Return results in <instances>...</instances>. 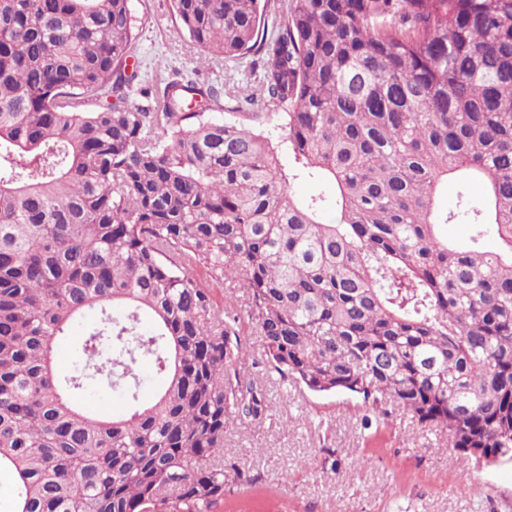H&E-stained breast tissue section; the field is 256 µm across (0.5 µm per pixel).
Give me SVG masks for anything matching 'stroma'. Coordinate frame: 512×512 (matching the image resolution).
<instances>
[{
    "label": "stroma",
    "instance_id": "obj_1",
    "mask_svg": "<svg viewBox=\"0 0 512 512\" xmlns=\"http://www.w3.org/2000/svg\"><path fill=\"white\" fill-rule=\"evenodd\" d=\"M132 5L140 26L129 66L151 74L176 69L223 87L229 120L244 124L249 113L276 111L249 59L199 62L178 33L170 0ZM241 339L240 371L262 387L269 412L231 426L224 461L250 466L260 479L225 495L214 512H512V462L453 468L447 433L421 427L395 408L386 425L363 429L356 399L283 386L251 325Z\"/></svg>",
    "mask_w": 512,
    "mask_h": 512
}]
</instances>
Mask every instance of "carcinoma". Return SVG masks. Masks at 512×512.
<instances>
[{"label":"carcinoma","instance_id":"obj_1","mask_svg":"<svg viewBox=\"0 0 512 512\" xmlns=\"http://www.w3.org/2000/svg\"><path fill=\"white\" fill-rule=\"evenodd\" d=\"M172 4L202 63L260 55L288 167L212 115L224 89L178 72L134 87L131 0H0L8 512H212L253 486L224 467L230 423L269 411L237 369L244 322L281 379L359 400L364 429L391 405L448 433L454 467L512 461V0H288L268 41L259 0ZM450 176L483 203L439 209ZM307 179L334 194L295 197ZM461 223L467 248L441 233ZM198 267L245 288L234 314ZM99 383L126 415L81 404ZM97 318L98 316L96 313H88L69 330L68 336L65 338V342L69 346L68 350L65 351V357L62 361H60L59 358L57 360V368L61 374H65L69 371L74 360V348L82 342L86 329L91 326Z\"/></svg>","mask_w":512,"mask_h":512}]
</instances>
